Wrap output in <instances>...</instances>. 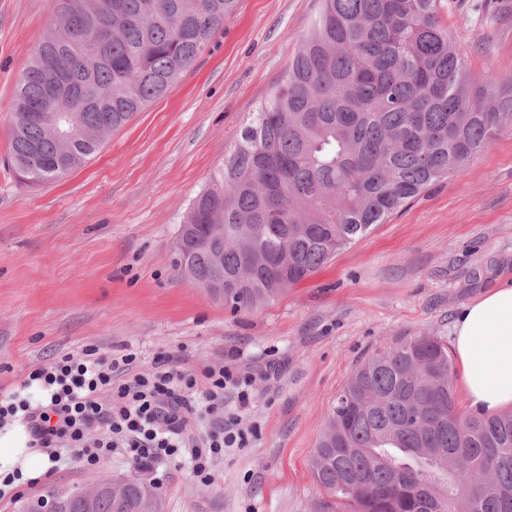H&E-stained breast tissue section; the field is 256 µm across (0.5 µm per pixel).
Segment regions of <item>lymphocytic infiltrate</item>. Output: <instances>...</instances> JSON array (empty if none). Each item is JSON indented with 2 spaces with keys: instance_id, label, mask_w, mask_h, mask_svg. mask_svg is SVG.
I'll use <instances>...</instances> for the list:
<instances>
[{
  "instance_id": "obj_1",
  "label": "lymphocytic infiltrate",
  "mask_w": 512,
  "mask_h": 512,
  "mask_svg": "<svg viewBox=\"0 0 512 512\" xmlns=\"http://www.w3.org/2000/svg\"><path fill=\"white\" fill-rule=\"evenodd\" d=\"M135 360L132 353L105 360L86 348L38 366L23 385L38 386L41 399L34 404L14 396L0 399V423L19 419L32 446L44 449L53 464L64 448L78 449L88 468L121 450L144 470L161 458L187 453L194 475L212 480L213 460L247 441L236 418L217 420L213 414L223 407L227 387L237 388L243 408L250 403L248 390L224 368L208 367L196 375L168 357L150 372L133 374L129 368ZM202 414L213 418L209 432L187 439L188 427Z\"/></svg>"
}]
</instances>
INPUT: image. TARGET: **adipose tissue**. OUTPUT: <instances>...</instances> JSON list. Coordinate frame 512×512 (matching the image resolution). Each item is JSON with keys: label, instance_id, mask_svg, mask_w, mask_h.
<instances>
[{"label": "adipose tissue", "instance_id": "obj_1", "mask_svg": "<svg viewBox=\"0 0 512 512\" xmlns=\"http://www.w3.org/2000/svg\"><path fill=\"white\" fill-rule=\"evenodd\" d=\"M453 345L470 407L484 414L512 408V285L466 305L453 325ZM23 425L0 429V474L33 476L38 456Z\"/></svg>", "mask_w": 512, "mask_h": 512}]
</instances>
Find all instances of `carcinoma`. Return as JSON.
Masks as SVG:
<instances>
[{
	"instance_id": "cac0c4a2",
	"label": "carcinoma",
	"mask_w": 512,
	"mask_h": 512,
	"mask_svg": "<svg viewBox=\"0 0 512 512\" xmlns=\"http://www.w3.org/2000/svg\"><path fill=\"white\" fill-rule=\"evenodd\" d=\"M237 0H52L12 103L11 160L39 185L80 169L103 136L166 95ZM512 127V77L467 72L439 0H322L279 85L193 200L179 271L224 281L234 312L284 294L459 174ZM224 225V237L208 225ZM320 512H512V413L457 407L448 346L414 336L357 367L311 456ZM130 480L91 509L139 512Z\"/></svg>"
}]
</instances>
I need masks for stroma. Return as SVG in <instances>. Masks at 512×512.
I'll return each instance as SVG.
<instances>
[{
	"label": "stroma",
	"mask_w": 512,
	"mask_h": 512,
	"mask_svg": "<svg viewBox=\"0 0 512 512\" xmlns=\"http://www.w3.org/2000/svg\"><path fill=\"white\" fill-rule=\"evenodd\" d=\"M320 0H238L170 93L105 137L80 169L24 184L9 162L11 103L47 29L50 0H0V396L37 366L94 346L137 356L149 372L174 358L249 380L245 430L202 483L187 457L144 475L115 454L86 468L63 449L58 469L0 512L103 477L147 479L163 512H314L309 461L352 371L412 336L452 344L460 310L512 282V130L459 174L429 187L328 264L251 312H232L177 269L179 225L222 168L243 124L279 85ZM471 73L512 76V0H440Z\"/></svg>",
	"instance_id": "1"
}]
</instances>
